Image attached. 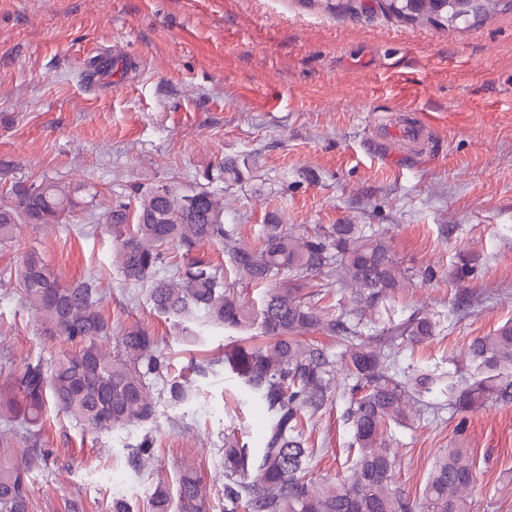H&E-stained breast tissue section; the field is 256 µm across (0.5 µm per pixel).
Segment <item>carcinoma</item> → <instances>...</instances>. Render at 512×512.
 I'll return each instance as SVG.
<instances>
[{
	"mask_svg": "<svg viewBox=\"0 0 512 512\" xmlns=\"http://www.w3.org/2000/svg\"><path fill=\"white\" fill-rule=\"evenodd\" d=\"M378 6L409 24L445 31L512 11V0H380ZM248 169L245 158L218 163L220 178L230 184L243 181ZM82 191L47 178L11 185L0 201V251L14 246L21 224H62L90 210ZM91 218L112 227V266L125 281L148 284L159 313L180 320L198 312L208 326L256 329L262 337L224 351V367L270 417L259 451L224 442V512H470L467 495L477 472L469 449L441 451L412 497L397 485L387 435L391 427L407 425V408L420 392L437 388L444 397L419 406L418 415L434 418L445 410L463 415L486 403H512V323L471 338L446 375L403 366L397 353L433 340L444 320L414 312L397 321L389 301L410 279L432 281L444 271L431 264L412 272L400 267L390 241L370 225L319 226L298 236L273 221L262 225L259 245L247 246L224 223V191L171 180L134 184L125 198ZM207 245L222 248L239 281L265 283L269 291L256 303L242 300L220 268L196 256ZM172 250L180 253L173 264ZM316 276L335 279V305L321 304ZM17 279L40 329L75 349L48 363L28 362L0 384V417L13 432L0 437V512H31L30 478L50 455L36 430L48 405L96 432L140 426L156 414L151 379L164 375L156 340L143 327L119 328L112 352L100 344L110 327L93 278L61 285L29 252ZM472 305L473 294L463 291L448 318ZM324 336L338 339L336 350ZM337 390L351 394L347 417L356 456L348 477L316 483L309 477L303 430ZM164 391L174 403L188 398L175 379ZM20 441L26 452L15 460L11 448ZM206 502V488L191 466L179 470L175 492L160 485L152 497L153 512H206Z\"/></svg>",
	"mask_w": 512,
	"mask_h": 512,
	"instance_id": "carcinoma-1",
	"label": "carcinoma"
}]
</instances>
